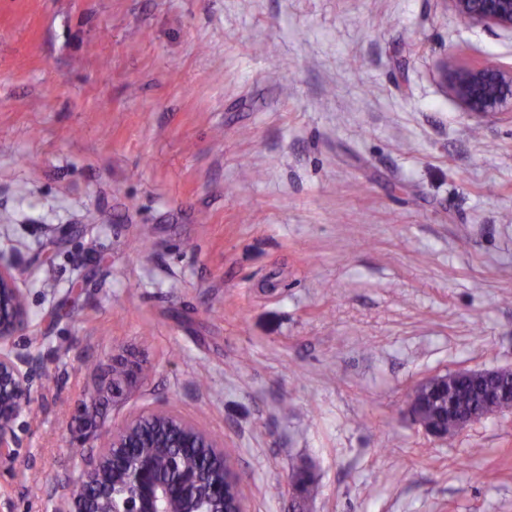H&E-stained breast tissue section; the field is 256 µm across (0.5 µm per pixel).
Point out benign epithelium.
<instances>
[{"instance_id": "7a95c632", "label": "benign epithelium", "mask_w": 512, "mask_h": 512, "mask_svg": "<svg viewBox=\"0 0 512 512\" xmlns=\"http://www.w3.org/2000/svg\"><path fill=\"white\" fill-rule=\"evenodd\" d=\"M468 24L494 27L512 33V0H448ZM438 77L465 114L488 117L512 112V66L493 62L454 61L443 58L436 65ZM29 324L26 297L18 286L16 269L0 258V469L17 461L20 438L16 423L35 401L33 356L14 351V340ZM491 370H465L434 375L420 381L408 400V411L424 432L440 440L448 432L436 422V411L418 394L431 395L451 386L460 376H487ZM498 413L491 405L483 410L456 414L455 431ZM142 452L124 458L131 444ZM181 448H209L220 457L223 444L208 431L169 409L128 416L104 432L96 451L81 459L64 512H169L172 499L184 512H246L238 476L232 467L217 465L201 470L186 464ZM310 470L289 477L291 499L303 494Z\"/></svg>"}]
</instances>
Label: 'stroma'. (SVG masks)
Instances as JSON below:
<instances>
[{
    "label": "stroma",
    "mask_w": 512,
    "mask_h": 512,
    "mask_svg": "<svg viewBox=\"0 0 512 512\" xmlns=\"http://www.w3.org/2000/svg\"><path fill=\"white\" fill-rule=\"evenodd\" d=\"M446 56L512 35L448 0H0V256L40 361L0 512H59L153 409L223 441L248 512H292L301 463L306 512H512V412L405 414L512 368V115L463 114ZM502 369L495 370H465L453 373H446L443 375H434L420 381L412 391V396L408 400V411L412 416L415 423H417L424 432L434 438L440 440H447L448 437L455 431L459 432L467 426L485 419L491 415L498 413V409L491 405L486 409H480L489 391L501 392L511 399L512 394V373L505 372L495 378L494 380L484 383L475 384L473 381L466 377H461L458 381V388L456 393V400L459 406L466 408H474L475 410H463L456 414L454 425L448 420L446 416L441 424L448 426V432H443L440 425L436 422V411L427 400H417L416 394L431 395L447 389L451 386L454 379L460 376H487L501 371ZM450 433V434H448Z\"/></svg>",
    "instance_id": "obj_1"
}]
</instances>
